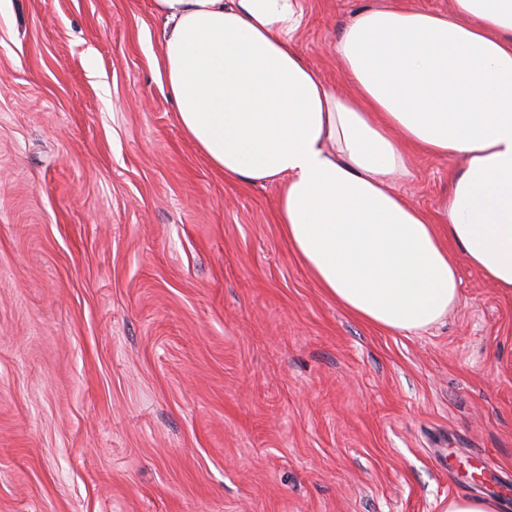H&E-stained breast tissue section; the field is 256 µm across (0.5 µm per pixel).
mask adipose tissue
Wrapping results in <instances>:
<instances>
[{"mask_svg":"<svg viewBox=\"0 0 512 512\" xmlns=\"http://www.w3.org/2000/svg\"><path fill=\"white\" fill-rule=\"evenodd\" d=\"M365 8L329 88L296 40L303 0H154L182 129L226 179L271 183L320 288L402 335L443 319L467 262L512 291V0ZM418 150L464 167L426 216L397 189Z\"/></svg>","mask_w":512,"mask_h":512,"instance_id":"obj_1","label":"adipose tissue"}]
</instances>
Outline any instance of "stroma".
<instances>
[{
	"label": "stroma",
	"mask_w": 512,
	"mask_h": 512,
	"mask_svg": "<svg viewBox=\"0 0 512 512\" xmlns=\"http://www.w3.org/2000/svg\"><path fill=\"white\" fill-rule=\"evenodd\" d=\"M388 0H306L298 47ZM153 0H0V512H512V294L404 336L329 299L158 77ZM464 165L414 154L434 212ZM502 502L489 496L459 495L448 498L441 512H501Z\"/></svg>",
	"instance_id": "obj_1"
}]
</instances>
